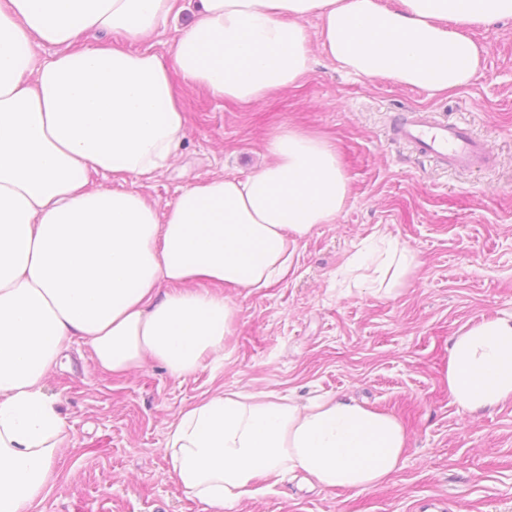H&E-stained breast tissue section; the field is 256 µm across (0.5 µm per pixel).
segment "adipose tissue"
I'll list each match as a JSON object with an SVG mask.
<instances>
[{
  "label": "adipose tissue",
  "mask_w": 512,
  "mask_h": 512,
  "mask_svg": "<svg viewBox=\"0 0 512 512\" xmlns=\"http://www.w3.org/2000/svg\"><path fill=\"white\" fill-rule=\"evenodd\" d=\"M180 11L178 0H0V512H30L55 478L66 424L46 379L72 343L115 374L223 363L229 292L286 280L297 243L346 205L335 145L283 126L268 164L186 186L158 210L136 183L169 167L187 136L176 81L247 105L293 87L315 63L314 17L323 53L347 73L445 92L479 66L461 26L512 19V0H199L170 61L141 49ZM84 32L111 40L77 45ZM43 45L54 52L40 59ZM92 172L122 184L88 189ZM347 264L391 297L418 260L383 233L369 262ZM444 381L471 414L512 403V313L461 328ZM406 446L397 416L351 399L228 390L183 409L165 452L179 487L223 512L298 473L376 488Z\"/></svg>",
  "instance_id": "obj_1"
}]
</instances>
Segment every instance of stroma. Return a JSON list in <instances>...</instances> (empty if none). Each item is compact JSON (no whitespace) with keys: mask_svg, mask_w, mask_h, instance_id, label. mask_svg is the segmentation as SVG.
Instances as JSON below:
<instances>
[{"mask_svg":"<svg viewBox=\"0 0 512 512\" xmlns=\"http://www.w3.org/2000/svg\"><path fill=\"white\" fill-rule=\"evenodd\" d=\"M469 36L481 48L477 75L441 94L345 74L320 53L299 85L250 105L181 88L188 136L167 170L138 182L158 208L192 183L257 170L267 139L287 124L335 144L350 200L299 242L287 280L234 295L223 365L178 378L149 363L115 376L72 345L46 382L66 443L30 512H205L174 482L165 437L182 409L227 389L352 397L396 415L409 436L398 469L375 489H311L289 476L230 512H417L432 502L444 512H512V404L471 415L443 381L460 328L512 313V20ZM415 110L468 126L492 165L444 169L418 156L395 135ZM380 230L419 259L390 298L345 273Z\"/></svg>","mask_w":512,"mask_h":512,"instance_id":"35a3bbf8","label":"stroma"}]
</instances>
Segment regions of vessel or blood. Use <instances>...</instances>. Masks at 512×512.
<instances>
[{
  "label": "vessel or blood",
  "instance_id": "obj_1",
  "mask_svg": "<svg viewBox=\"0 0 512 512\" xmlns=\"http://www.w3.org/2000/svg\"><path fill=\"white\" fill-rule=\"evenodd\" d=\"M398 133L421 156L446 167L480 170L491 163L485 143L456 123L435 121L414 113L404 119Z\"/></svg>",
  "mask_w": 512,
  "mask_h": 512
}]
</instances>
